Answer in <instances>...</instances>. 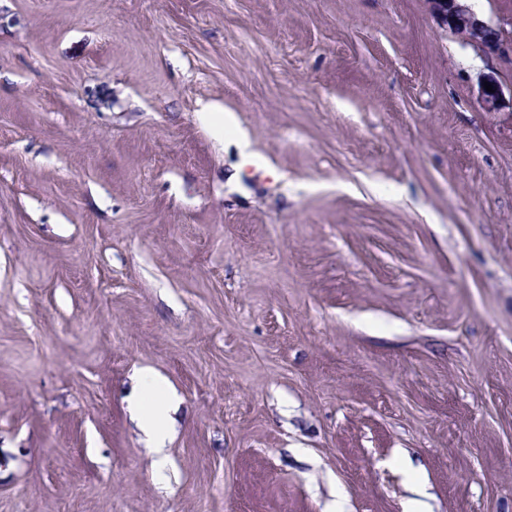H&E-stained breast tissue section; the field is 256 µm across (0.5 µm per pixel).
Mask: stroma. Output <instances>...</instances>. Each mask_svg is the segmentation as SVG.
Segmentation results:
<instances>
[{
	"instance_id": "obj_1",
	"label": "stroma",
	"mask_w": 512,
	"mask_h": 512,
	"mask_svg": "<svg viewBox=\"0 0 512 512\" xmlns=\"http://www.w3.org/2000/svg\"><path fill=\"white\" fill-rule=\"evenodd\" d=\"M493 74L428 0H0V512H512ZM173 400L166 381L150 370L144 371L135 412L158 453L163 452L168 437L167 412Z\"/></svg>"
}]
</instances>
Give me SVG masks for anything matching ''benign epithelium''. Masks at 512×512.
<instances>
[{"instance_id":"1","label":"benign epithelium","mask_w":512,"mask_h":512,"mask_svg":"<svg viewBox=\"0 0 512 512\" xmlns=\"http://www.w3.org/2000/svg\"><path fill=\"white\" fill-rule=\"evenodd\" d=\"M432 9L448 20V27L461 38L476 42L485 47L489 54L497 57L505 66L512 65V27L490 26L480 20L476 14L460 0H430ZM492 91L481 89L482 100L490 111L499 109L504 95L502 82L489 79Z\"/></svg>"}]
</instances>
